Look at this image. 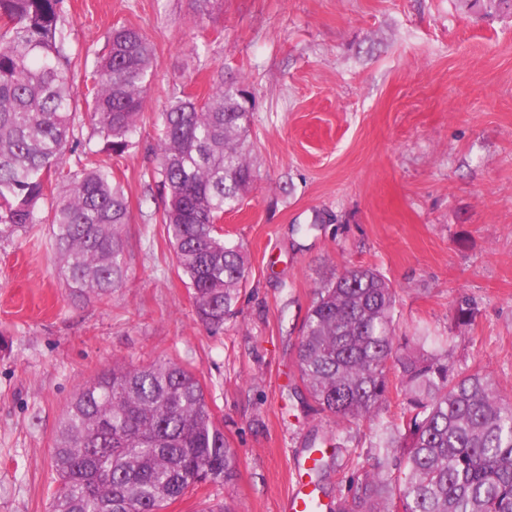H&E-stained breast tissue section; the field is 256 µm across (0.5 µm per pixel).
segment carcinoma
Returning a JSON list of instances; mask_svg holds the SVG:
<instances>
[{"instance_id":"obj_1","label":"carcinoma","mask_w":512,"mask_h":512,"mask_svg":"<svg viewBox=\"0 0 512 512\" xmlns=\"http://www.w3.org/2000/svg\"><path fill=\"white\" fill-rule=\"evenodd\" d=\"M458 2L481 17L512 13V0ZM64 22V0H0V228L51 224L60 271L83 297L122 287L131 215L112 168L90 149L44 216L51 169L77 143ZM156 65L150 41L118 26L86 72L85 114L107 156L133 147ZM242 92L220 76L206 98L183 93L159 113L162 224L198 317L215 328L235 315L248 276L242 244L220 225L257 175ZM395 304L391 282L362 266L316 293L291 388L302 410L336 423L308 446L320 455L313 473L325 446L394 393L400 416L379 436L382 458L336 512H512V403L494 394L489 374L455 369L428 337L395 336ZM53 463L52 512H165L189 491L234 481L237 455L198 375L157 359L86 380L59 421Z\"/></svg>"}]
</instances>
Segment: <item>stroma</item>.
Listing matches in <instances>:
<instances>
[{"mask_svg": "<svg viewBox=\"0 0 512 512\" xmlns=\"http://www.w3.org/2000/svg\"><path fill=\"white\" fill-rule=\"evenodd\" d=\"M73 89L111 27L141 30L157 69L135 145L113 158L128 199L127 274L71 294L50 227L0 235V512H50L53 437L81 384L113 362L166 357L206 386L237 452L232 484L166 512H281L331 418L291 407L295 344L316 289L369 266L396 291V333L442 339L456 368L512 401V18L457 0H65ZM249 90L257 179L224 232L250 259L236 316L197 317L161 224L155 119L214 79ZM475 312L460 324L461 302ZM395 403L351 429L322 476L328 501L372 470Z\"/></svg>", "mask_w": 512, "mask_h": 512, "instance_id": "obj_1", "label": "stroma"}]
</instances>
